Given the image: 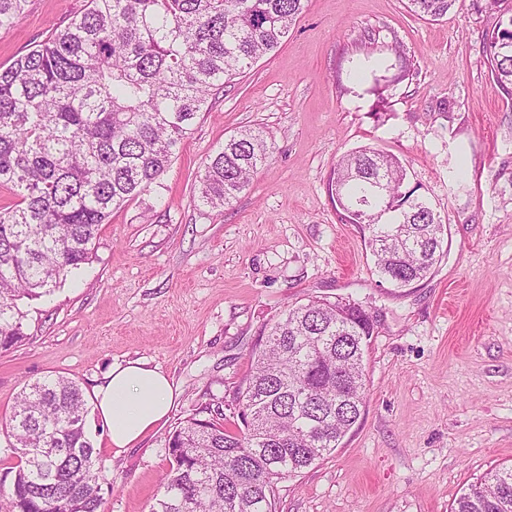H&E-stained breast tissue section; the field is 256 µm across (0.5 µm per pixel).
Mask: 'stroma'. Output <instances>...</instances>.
Listing matches in <instances>:
<instances>
[{"mask_svg": "<svg viewBox=\"0 0 512 512\" xmlns=\"http://www.w3.org/2000/svg\"><path fill=\"white\" fill-rule=\"evenodd\" d=\"M28 0L0 29V64L84 11ZM512 0H457L432 22L408 0H306L281 47L213 96L177 157L113 213L94 255L25 303L26 339L0 351V415L25 383L63 376L92 394L115 364L174 381L167 420L115 452L97 414L86 432L106 477L101 512H148L187 417L239 394L266 327L311 300L360 302L376 320L358 424L334 452L276 483L275 512H450L462 491L512 465V95L483 38ZM271 153L221 209L199 206L204 163L243 128ZM362 146L400 158L446 227L434 272L382 280L358 225L328 191Z\"/></svg>", "mask_w": 512, "mask_h": 512, "instance_id": "stroma-1", "label": "stroma"}]
</instances>
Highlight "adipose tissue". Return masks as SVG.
I'll return each mask as SVG.
<instances>
[{"label":"adipose tissue","instance_id":"1","mask_svg":"<svg viewBox=\"0 0 512 512\" xmlns=\"http://www.w3.org/2000/svg\"><path fill=\"white\" fill-rule=\"evenodd\" d=\"M176 386L161 369L142 361L115 365L93 391L110 447L123 450L141 441L164 420L176 400Z\"/></svg>","mask_w":512,"mask_h":512}]
</instances>
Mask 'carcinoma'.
Wrapping results in <instances>:
<instances>
[{
  "instance_id": "cac0c4a2",
  "label": "carcinoma",
  "mask_w": 512,
  "mask_h": 512,
  "mask_svg": "<svg viewBox=\"0 0 512 512\" xmlns=\"http://www.w3.org/2000/svg\"><path fill=\"white\" fill-rule=\"evenodd\" d=\"M436 20L457 0H408ZM27 0H0V29ZM304 0H90L67 26L0 65V350L26 338L24 298L52 294L89 262L112 213L158 183L209 97L280 47ZM512 94V15L483 39ZM261 132L224 140L197 201L222 208L269 157ZM393 154L337 160L328 190L358 224L377 273L406 287L443 254L441 219ZM375 322L362 305L313 300L284 311L240 392L243 427L196 410L168 445L149 512H274V486L339 447L361 417ZM87 401L66 377L27 383L0 433L13 449V512H99L104 475L85 431ZM451 512H512V467L472 485Z\"/></svg>"
}]
</instances>
